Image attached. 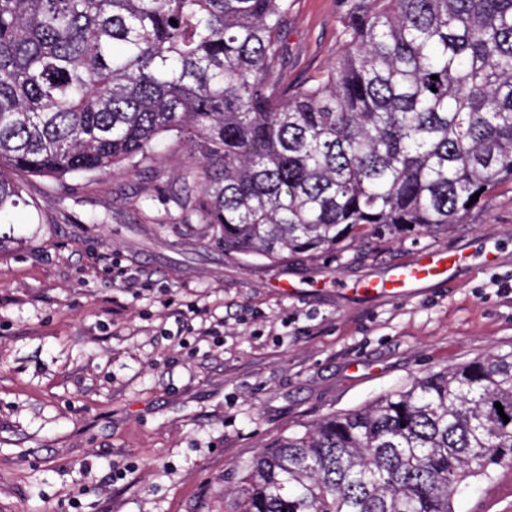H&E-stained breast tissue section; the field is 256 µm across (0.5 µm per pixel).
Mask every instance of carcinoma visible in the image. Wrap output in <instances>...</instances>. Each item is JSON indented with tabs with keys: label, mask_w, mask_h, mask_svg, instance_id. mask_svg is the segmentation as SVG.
Wrapping results in <instances>:
<instances>
[{
	"label": "carcinoma",
	"mask_w": 512,
	"mask_h": 512,
	"mask_svg": "<svg viewBox=\"0 0 512 512\" xmlns=\"http://www.w3.org/2000/svg\"><path fill=\"white\" fill-rule=\"evenodd\" d=\"M290 8L0 0V218L21 175L92 180L163 139L202 158L185 214L271 263L446 230L512 185V0H343L341 50L294 85ZM506 463L511 351L277 439L236 469L230 512H456Z\"/></svg>",
	"instance_id": "1"
}]
</instances>
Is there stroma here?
Segmentation results:
<instances>
[{
  "label": "stroma",
  "mask_w": 512,
  "mask_h": 512,
  "mask_svg": "<svg viewBox=\"0 0 512 512\" xmlns=\"http://www.w3.org/2000/svg\"><path fill=\"white\" fill-rule=\"evenodd\" d=\"M339 48L336 0H292L288 83ZM195 162L167 140L155 161L92 181L23 178L0 224V512H224L236 465L273 440L512 351V187L446 231L273 265L225 254L216 228L184 218L179 176ZM429 246L470 250L461 282L338 293L337 278ZM296 275L315 288H282ZM188 304L205 319L183 317ZM205 321L221 335H198ZM456 509L512 512V464Z\"/></svg>",
  "instance_id": "obj_1"
}]
</instances>
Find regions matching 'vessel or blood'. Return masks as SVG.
<instances>
[{
  "instance_id": "b4317fda",
  "label": "vessel or blood",
  "mask_w": 512,
  "mask_h": 512,
  "mask_svg": "<svg viewBox=\"0 0 512 512\" xmlns=\"http://www.w3.org/2000/svg\"><path fill=\"white\" fill-rule=\"evenodd\" d=\"M468 268L465 250L425 249L383 275L359 280L352 294L363 300L406 298L432 284L459 281Z\"/></svg>"
}]
</instances>
